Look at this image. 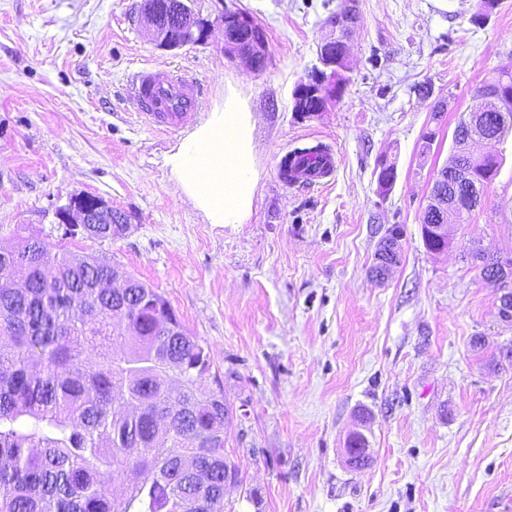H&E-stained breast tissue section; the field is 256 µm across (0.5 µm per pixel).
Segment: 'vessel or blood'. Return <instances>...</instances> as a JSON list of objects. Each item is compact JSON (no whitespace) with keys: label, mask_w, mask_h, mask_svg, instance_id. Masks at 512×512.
<instances>
[{"label":"vessel or blood","mask_w":512,"mask_h":512,"mask_svg":"<svg viewBox=\"0 0 512 512\" xmlns=\"http://www.w3.org/2000/svg\"><path fill=\"white\" fill-rule=\"evenodd\" d=\"M133 97L143 116L158 128L176 131L192 123L200 108L199 92L184 76L152 69L138 72L133 80ZM336 167L333 154H324L316 171L295 161L288 178L289 184H319L332 175Z\"/></svg>","instance_id":"obj_1"}]
</instances>
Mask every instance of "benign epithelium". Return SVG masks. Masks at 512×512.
<instances>
[{"mask_svg": "<svg viewBox=\"0 0 512 512\" xmlns=\"http://www.w3.org/2000/svg\"><path fill=\"white\" fill-rule=\"evenodd\" d=\"M224 27V53L231 58H240L253 69L259 70L266 60V37L256 26L252 17L243 12L223 13L220 16ZM140 23L152 35L159 46L176 49L190 44H201L208 34L209 24L196 15L186 0H143ZM356 23L352 9L332 15L326 25L329 32L317 45L318 65L295 85L293 112L310 119L326 111L336 103V85L330 74L336 72V61L349 60L350 46L348 30ZM453 200L448 192L437 188L431 193L423 212L437 220L429 225L433 233L440 234L451 226ZM57 224L71 231L89 224H123L126 215L112 207V201L94 194L80 193L69 198L66 205L55 210ZM503 273L502 288L495 291L494 298L499 314L512 319V260L498 262ZM112 295L130 299V289L137 287L134 280L120 269L112 266ZM348 463L355 469L365 467L370 460L366 439L360 434L352 435L345 449Z\"/></svg>", "mask_w": 512, "mask_h": 512, "instance_id": "obj_1", "label": "benign epithelium"}]
</instances>
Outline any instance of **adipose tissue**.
I'll return each mask as SVG.
<instances>
[{
    "instance_id": "ef3b65f1",
    "label": "adipose tissue",
    "mask_w": 512,
    "mask_h": 512,
    "mask_svg": "<svg viewBox=\"0 0 512 512\" xmlns=\"http://www.w3.org/2000/svg\"><path fill=\"white\" fill-rule=\"evenodd\" d=\"M194 203L219 223L236 224L253 195L252 122L248 107L227 100L169 158Z\"/></svg>"
}]
</instances>
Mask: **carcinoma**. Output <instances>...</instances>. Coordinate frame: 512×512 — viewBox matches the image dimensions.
Returning a JSON list of instances; mask_svg holds the SVG:
<instances>
[{
  "instance_id": "1",
  "label": "carcinoma",
  "mask_w": 512,
  "mask_h": 512,
  "mask_svg": "<svg viewBox=\"0 0 512 512\" xmlns=\"http://www.w3.org/2000/svg\"><path fill=\"white\" fill-rule=\"evenodd\" d=\"M512 132V71L484 82ZM320 145L293 157L316 160ZM500 162L470 168L490 183ZM0 251V512H224V392L209 353L181 322L114 311L112 269L48 249L44 231L13 230ZM121 481L122 495L114 493Z\"/></svg>"
}]
</instances>
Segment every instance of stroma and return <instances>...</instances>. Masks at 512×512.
I'll list each match as a JSON object with an SVG mask.
<instances>
[{"label":"stroma","mask_w":512,"mask_h":512,"mask_svg":"<svg viewBox=\"0 0 512 512\" xmlns=\"http://www.w3.org/2000/svg\"><path fill=\"white\" fill-rule=\"evenodd\" d=\"M188 3L208 38L166 50L140 24L142 0H0V245L28 224L53 251L106 259L207 348L240 477L224 512H512V321L470 259L512 255V134L476 144L499 171L448 249L429 252L421 234L475 89L512 70V0L479 26L477 0ZM350 4L349 81L300 119L294 87ZM227 9L264 30V70L225 55ZM146 68L197 83V123L228 95L245 101L257 183L243 223H210L172 174L166 158L189 131L138 114L132 80ZM317 144L336 157L329 181L286 184L281 160ZM383 160L396 168L384 196ZM80 193L110 199L126 229L64 237L54 212ZM394 224L401 261L378 280L368 270ZM355 431L372 457L359 470L344 455Z\"/></svg>","instance_id":"35a3bbf8"}]
</instances>
